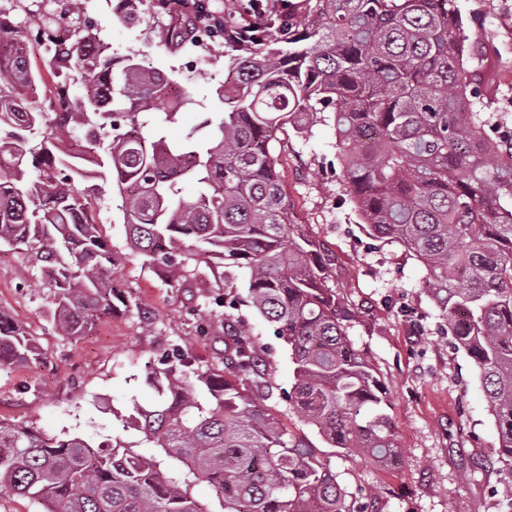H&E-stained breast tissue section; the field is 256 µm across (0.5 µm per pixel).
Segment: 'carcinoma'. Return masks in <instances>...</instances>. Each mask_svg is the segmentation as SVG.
Wrapping results in <instances>:
<instances>
[{
    "instance_id": "carcinoma-1",
    "label": "carcinoma",
    "mask_w": 512,
    "mask_h": 512,
    "mask_svg": "<svg viewBox=\"0 0 512 512\" xmlns=\"http://www.w3.org/2000/svg\"><path fill=\"white\" fill-rule=\"evenodd\" d=\"M255 22L260 43L238 47L233 81L217 90L224 110L173 143L159 129L145 135L140 115L169 99L172 123L188 92L133 56L116 65L80 25L51 38L44 18L61 105L48 120L36 104L43 76L0 7V244L42 266L61 335L112 315L118 258L75 185L87 171L67 160L66 141L82 132L76 157L112 180L136 250L174 285L187 277L186 240L194 255L244 270L251 304L288 346L286 398L300 418L337 451L385 466L398 456L385 389L347 338L331 262L294 221L270 151L284 125L302 133L306 116L331 112L347 195L372 234L426 267L448 333L479 369L498 460L512 472V138L486 131L482 47L456 0H288V17L259 12ZM187 179L202 186L190 200L180 196ZM39 356L27 332L0 319V369ZM160 365L163 400L134 405L131 425L207 482L223 512H378L379 489L348 498L319 449L285 438L245 326L224 331L210 366L180 344ZM10 494L45 512H209L187 481L118 436L96 444L0 421V497Z\"/></svg>"
}]
</instances>
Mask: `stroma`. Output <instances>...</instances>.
<instances>
[{"label": "stroma", "instance_id": "stroma-1", "mask_svg": "<svg viewBox=\"0 0 512 512\" xmlns=\"http://www.w3.org/2000/svg\"><path fill=\"white\" fill-rule=\"evenodd\" d=\"M467 32L493 65L496 95L485 116L491 130L512 128V27L501 21L512 0H458ZM56 25L80 20L116 56L138 55L191 91L194 102L169 124L180 138L207 113L222 111L215 90L224 82V41L201 30L199 46L172 51L162 31L165 9L140 7L132 20L115 18L113 0H45ZM332 121L314 122L307 135L281 129L272 153L294 203L296 222L332 260L329 285L345 315L346 334L386 389L396 431L397 459L386 466L362 455L331 457L339 484L350 493L383 486L380 512H512V472L496 462L498 435L474 362L458 350L425 287L426 269L398 243L370 234L342 187ZM95 214L122 263L124 292L111 317L79 336H60L49 317L53 290L24 252L0 250V316L21 326L42 352L38 361L0 371V421L50 435L80 434L95 441L121 436L134 451L173 475L181 463L121 419L134 405L157 400L154 370L171 343L199 364L224 346V318L246 325L265 351L280 397L270 406L290 433L325 443L301 421L283 391L293 383L288 349L247 298L224 312L213 298L214 273L240 283L245 273L216 265L182 287H171L163 267L146 262L129 239L117 200L104 185L85 181Z\"/></svg>", "mask_w": 512, "mask_h": 512}]
</instances>
